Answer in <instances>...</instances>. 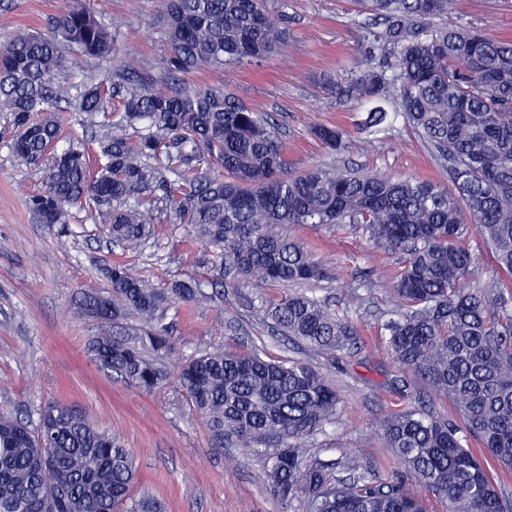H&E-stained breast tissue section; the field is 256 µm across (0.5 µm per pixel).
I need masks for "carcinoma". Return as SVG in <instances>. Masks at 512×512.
<instances>
[{
	"label": "carcinoma",
	"mask_w": 512,
	"mask_h": 512,
	"mask_svg": "<svg viewBox=\"0 0 512 512\" xmlns=\"http://www.w3.org/2000/svg\"><path fill=\"white\" fill-rule=\"evenodd\" d=\"M384 28H365L369 65L337 95L374 104L362 125L380 127L389 111L437 153L441 180L320 166L294 174L278 129L231 89L190 85L186 77L221 67L264 68L286 48L279 16L264 0H165L167 54L159 70L134 58L111 78H65L73 50L109 59L117 38L83 6L50 22L52 35L17 28L0 37V107L10 112V150L25 166L53 162L29 208L43 224L69 223L74 208L108 227L112 242L136 253L155 225L189 224L224 264L225 287L288 289L326 271L289 224H356L370 240L403 256L391 282L403 310L384 325L392 363L442 394L454 422L424 401L379 423L407 477L357 464L324 462L309 442L336 419L340 400L327 379L291 359L214 347L169 364L173 351L159 320L205 296L196 281L156 283L124 262L106 268L108 286H84L82 312L93 321L88 352L100 370L153 393L177 389L215 447L253 450L270 495L303 512H512V499L475 452L512 471V291L478 272L470 233L490 250L495 270L512 277V38L420 28L448 14L452 0H363ZM73 99L101 132L55 151L59 121L50 106ZM329 150L345 131L314 125ZM286 341L336 361L361 349L360 331L319 300L284 293L256 308ZM31 414L0 410V512H161L134 491L133 454L84 409L48 400ZM343 467L355 472L337 476Z\"/></svg>",
	"instance_id": "obj_1"
}]
</instances>
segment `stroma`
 <instances>
[{"mask_svg":"<svg viewBox=\"0 0 512 512\" xmlns=\"http://www.w3.org/2000/svg\"><path fill=\"white\" fill-rule=\"evenodd\" d=\"M69 2L0 0V35L20 26L47 31ZM83 3L115 30L120 55L160 64L166 53L157 22L161 0H140L134 12L127 0ZM269 6L285 17V52L259 73L224 68L192 75L190 83L230 85L248 107L268 114L282 132L290 171L332 164L393 178H440L435 156L403 119L375 132L364 129L368 104L339 99L331 91L332 85L346 83L365 58L368 16L355 0H269ZM441 23L510 37L512 0H454ZM320 124L346 130L343 149L329 153L310 136V127ZM9 126V113L0 112V406L29 413L52 399L81 406L100 429L123 437L144 486L164 512H302L300 502L288 505L269 495L261 465L249 449L213 447L200 418L179 394L138 392L101 371L85 353L91 323L78 314L76 302L86 282H104L106 267L123 260L154 281L196 280L207 287L217 275L212 249L185 224L157 225L154 238L138 253L127 254L86 213H75L64 232L40 223L28 199L39 189L43 170L15 162L1 136ZM289 233L327 272L323 281L299 286V293L325 301L336 315L355 322L361 349L336 362L307 348L286 350L254 312L255 306L279 299L281 288L242 285L185 311H168L164 323L172 331V360L181 362L220 341L237 350L256 347L274 359H300L321 371L340 397L335 423L315 440L319 457H343L383 475L392 473L397 461L377 431L384 416L422 395L438 416L457 417L454 407L425 384L402 391L387 386L397 368L381 324L395 302L380 279L395 274L401 258L358 228L301 225ZM216 316L228 327L220 337L211 333Z\"/></svg>","mask_w":512,"mask_h":512,"instance_id":"1","label":"stroma"}]
</instances>
